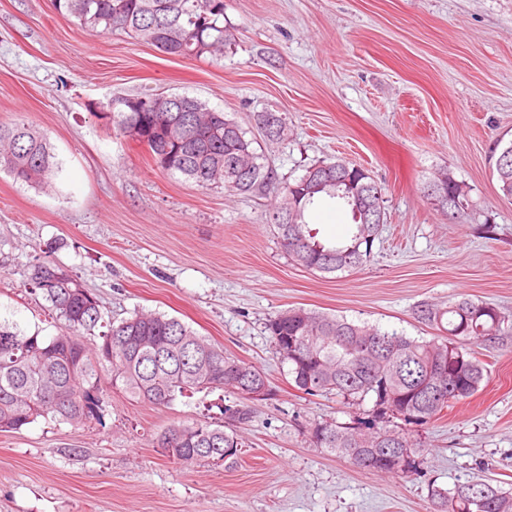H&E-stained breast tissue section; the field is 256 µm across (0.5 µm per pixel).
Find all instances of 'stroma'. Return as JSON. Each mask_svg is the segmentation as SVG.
I'll use <instances>...</instances> for the list:
<instances>
[{
	"label": "stroma",
	"instance_id": "stroma-1",
	"mask_svg": "<svg viewBox=\"0 0 512 512\" xmlns=\"http://www.w3.org/2000/svg\"><path fill=\"white\" fill-rule=\"evenodd\" d=\"M224 22L235 42L223 57L189 60L121 31L89 34L51 0H0V122L34 126L61 166L47 189L0 170V314L58 333L29 279L51 260L105 320L178 318L272 389L240 425L247 446L233 465L185 466L154 445L219 410L115 388L105 426L40 419L0 432V512H429V482L476 474L512 492V335L481 347V390L420 429L426 463L411 480L313 446L315 423L359 410L291 386L265 329L301 307L428 340L419 306L462 296L512 315V200L494 174L496 145L512 142V0H224ZM146 93L196 98L249 129L255 114L285 115L287 140L256 145L279 180L336 157L369 169L388 213L370 261L306 270L278 244L270 194L158 169L103 114ZM443 169L471 189L470 216L453 224L423 195ZM307 220L333 242L352 222L328 199Z\"/></svg>",
	"mask_w": 512,
	"mask_h": 512
}]
</instances>
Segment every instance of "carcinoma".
Instances as JSON below:
<instances>
[{
	"instance_id": "carcinoma-1",
	"label": "carcinoma",
	"mask_w": 512,
	"mask_h": 512,
	"mask_svg": "<svg viewBox=\"0 0 512 512\" xmlns=\"http://www.w3.org/2000/svg\"><path fill=\"white\" fill-rule=\"evenodd\" d=\"M56 11L75 18L88 32L120 30L160 51L186 59L224 55L233 34L224 26V0H52ZM127 99L109 102L113 121L123 133L143 143L156 164L180 173L197 186L222 185L246 194L266 189L275 194L274 211L298 196L288 209V223L276 225L283 251L297 265L322 274L349 272L370 261L371 245L387 223L382 188L365 168L343 159L322 160L303 175L277 182L238 121L188 96L177 110L134 112ZM255 124L277 128L269 138L288 136L282 114L261 112ZM249 166L247 182L238 171ZM0 169L33 188L52 185L59 162L47 138L25 122L0 123ZM499 188L512 197V143L496 160ZM459 211L469 207L470 187L448 184ZM338 199L353 224L338 243L318 239L305 213L317 200ZM33 288L66 324L55 336L41 335L0 316V431H17L38 419L58 423L103 424V377L114 388L155 406L215 390L231 392L240 402L220 401L224 418L246 422L253 394L270 395L265 374L234 359L224 348L180 320L137 311L106 324L101 342L85 344L78 333L94 330L102 319L97 298L65 267L50 260L33 266ZM439 335L415 339L376 326L305 308L278 314L266 330L294 387L306 395L334 392L358 406L350 423L319 422L310 429L318 448L347 459L361 470L409 478L421 472L424 449L418 428L440 418L453 404L474 396L488 375L475 347L512 332V317L490 302L462 297L419 310ZM371 406H365V402ZM156 447L184 465L202 461L234 462L244 447L241 437L208 421L171 426ZM432 512H512V493L489 478L431 484Z\"/></svg>"
}]
</instances>
